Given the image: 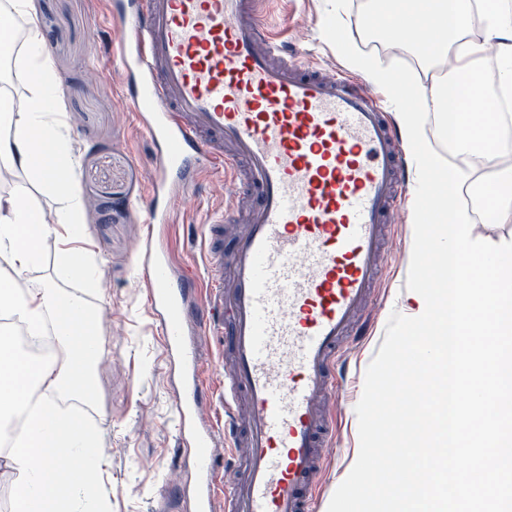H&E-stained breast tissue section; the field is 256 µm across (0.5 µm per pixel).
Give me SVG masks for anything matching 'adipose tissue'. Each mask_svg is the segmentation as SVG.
<instances>
[{"label": "adipose tissue", "mask_w": 512, "mask_h": 512, "mask_svg": "<svg viewBox=\"0 0 512 512\" xmlns=\"http://www.w3.org/2000/svg\"><path fill=\"white\" fill-rule=\"evenodd\" d=\"M31 0H8L0 8V39L12 42L15 21L24 18L25 73L30 96L23 108L0 94V171L20 170L28 186L0 195V316L39 335L51 326L56 348L36 360L22 354L9 330L0 328V432L17 416L25 419L21 440L0 453V460L17 479L13 512H103L105 504L92 475L99 467L97 436L82 413L61 409L57 394L89 398L90 368L103 350L92 316L79 296L63 297L52 288H26L22 282L40 264L38 243L54 234L71 240L83 231L82 200L67 187L75 176V161L64 140L58 107L59 79L46 53ZM403 31L429 27L435 34L427 45L431 56L453 54L454 69H473L484 45L498 48L500 88L512 90V9L503 0H386L373 19L389 33L392 17ZM55 192L61 206L46 220L31 200V187ZM68 469H60V460Z\"/></svg>", "instance_id": "1"}]
</instances>
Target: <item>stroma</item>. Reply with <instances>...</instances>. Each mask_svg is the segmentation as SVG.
<instances>
[{"label": "stroma", "mask_w": 512, "mask_h": 512, "mask_svg": "<svg viewBox=\"0 0 512 512\" xmlns=\"http://www.w3.org/2000/svg\"><path fill=\"white\" fill-rule=\"evenodd\" d=\"M113 0H33L46 50L60 80L63 133L76 160L75 187L84 208V230L74 247L98 265L99 287H85L59 266L58 237L41 240L42 262L26 284L53 286L82 296L95 314V328L107 355L92 372L94 394L66 397L97 428L103 465L98 489L107 512H182L170 494L169 478L188 465L174 418L175 388L165 359L157 317L148 306V288L139 278L136 245L147 230L145 206L153 176L155 147L139 126L120 89L108 56L120 31L112 20ZM266 21L297 50L301 64L353 74L354 68L323 38L326 0H268ZM230 200L223 175L200 173L164 225L163 244H175L186 266L203 272L200 230ZM413 196L395 214L378 282L372 334L348 345L353 390L337 395L340 424L334 450L317 477L319 489H336L359 452L355 406L366 370L385 338L391 312H405L406 280L413 246ZM203 362V387L219 406L224 367L213 341L196 339Z\"/></svg>", "instance_id": "35a3bbf8"}]
</instances>
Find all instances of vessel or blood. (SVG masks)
Wrapping results in <instances>:
<instances>
[{"instance_id":"b4317fda","label":"vessel or blood","mask_w":512,"mask_h":512,"mask_svg":"<svg viewBox=\"0 0 512 512\" xmlns=\"http://www.w3.org/2000/svg\"><path fill=\"white\" fill-rule=\"evenodd\" d=\"M263 0H116L120 70L159 146L148 226L168 223L174 192L224 170L253 187L244 230L202 227L205 279L176 272L152 235L136 246L165 350L177 362L180 437L193 450L195 512H312L336 422L324 406L347 370L343 344L371 327L382 247L404 162L362 83L298 64L260 19ZM216 338L224 422L207 421L193 335ZM245 468L225 484L214 447Z\"/></svg>"}]
</instances>
